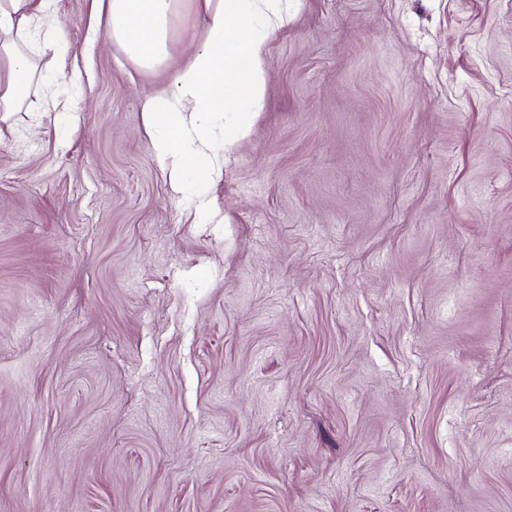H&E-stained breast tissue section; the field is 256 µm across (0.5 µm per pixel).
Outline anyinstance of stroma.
Returning a JSON list of instances; mask_svg holds the SVG:
<instances>
[{
	"mask_svg": "<svg viewBox=\"0 0 512 512\" xmlns=\"http://www.w3.org/2000/svg\"><path fill=\"white\" fill-rule=\"evenodd\" d=\"M57 8L0 112V512H512V0H294L176 185L141 106L203 25L147 70Z\"/></svg>",
	"mask_w": 512,
	"mask_h": 512,
	"instance_id": "1",
	"label": "stroma"
}]
</instances>
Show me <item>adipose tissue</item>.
I'll use <instances>...</instances> for the list:
<instances>
[{
    "label": "adipose tissue",
    "instance_id": "ef3b65f1",
    "mask_svg": "<svg viewBox=\"0 0 512 512\" xmlns=\"http://www.w3.org/2000/svg\"><path fill=\"white\" fill-rule=\"evenodd\" d=\"M108 36L138 66L155 68L169 57L174 23L184 11L200 17L207 37L187 65L170 77L168 91L147 97V126L162 125L157 153L179 178L200 163L199 149L217 112L255 115L263 105L262 57L270 37L288 20V0H93ZM56 0H0V112L25 103L36 75L35 49H58Z\"/></svg>",
    "mask_w": 512,
    "mask_h": 512
}]
</instances>
